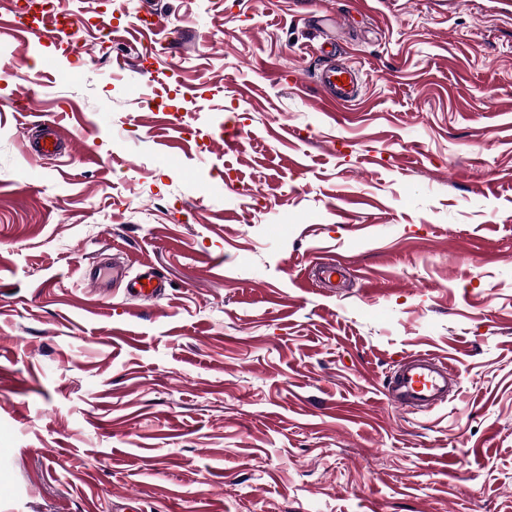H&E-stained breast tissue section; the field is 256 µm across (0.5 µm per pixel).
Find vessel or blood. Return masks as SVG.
Returning a JSON list of instances; mask_svg holds the SVG:
<instances>
[{
  "label": "vessel or blood",
  "instance_id": "vessel-or-blood-1",
  "mask_svg": "<svg viewBox=\"0 0 512 512\" xmlns=\"http://www.w3.org/2000/svg\"><path fill=\"white\" fill-rule=\"evenodd\" d=\"M319 82L325 100L331 105L353 101L359 86L355 68L328 61L323 65ZM112 281L123 284L125 292L140 301L157 300L164 291V282L153 268L128 275L121 265L111 268ZM454 370L446 359L433 353H414L401 359L387 387V397L398 409L406 412L427 411L446 401Z\"/></svg>",
  "mask_w": 512,
  "mask_h": 512
}]
</instances>
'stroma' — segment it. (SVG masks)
<instances>
[{
	"label": "stroma",
	"instance_id": "stroma-1",
	"mask_svg": "<svg viewBox=\"0 0 512 512\" xmlns=\"http://www.w3.org/2000/svg\"><path fill=\"white\" fill-rule=\"evenodd\" d=\"M51 12L0 33V512H512V0ZM115 260L164 294L88 285ZM418 351L459 383L412 414ZM326 53L329 60L325 62L319 75L326 102L330 105H345L352 102L358 91V72L348 65H336L330 60L331 51ZM339 78H342V81H339ZM455 377L450 358L414 353L401 359L387 384L390 402L406 412L432 410L448 398Z\"/></svg>",
	"mask_w": 512,
	"mask_h": 512
}]
</instances>
